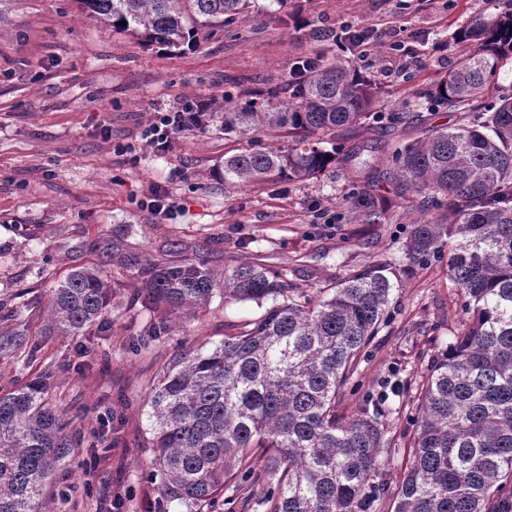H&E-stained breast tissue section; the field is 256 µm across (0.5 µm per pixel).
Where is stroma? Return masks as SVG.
Returning a JSON list of instances; mask_svg holds the SVG:
<instances>
[{
    "label": "stroma",
    "instance_id": "35a3bbf8",
    "mask_svg": "<svg viewBox=\"0 0 512 512\" xmlns=\"http://www.w3.org/2000/svg\"><path fill=\"white\" fill-rule=\"evenodd\" d=\"M502 2L291 0L283 10L276 0H257L231 29L199 30L195 46L177 53L100 23L78 0H0V301L25 293L20 317L38 330L51 288L73 266L100 262L104 241L116 234L141 261L200 258L220 272L257 262L319 296L387 260L400 290L336 408L351 413L383 382L399 384L400 395L389 399L396 412L384 423L404 447L417 386L467 315L447 256L417 263L406 252L419 198L399 193L389 147L458 121V113L428 110L422 93L465 52L459 30L496 14ZM391 21L402 28L397 51ZM372 24L374 50L357 58L348 34ZM321 55L381 87L372 110L384 120L360 130L362 150L348 164L306 182L229 188L222 162L239 138L208 124L173 135L160 151L140 139L151 113L189 102L215 107L283 86L297 62ZM396 112L411 118L391 125ZM127 143L134 152L119 153ZM155 185L180 205L170 219L138 205ZM364 196L385 205L381 223H365L355 208ZM317 208L328 224H313ZM139 285L136 273L124 274L103 346L87 351L82 337L59 336L41 352L57 367L51 398L60 411L112 419L110 458L97 464L95 449H75L48 491L51 512H102L116 496L124 512H157L166 500L147 476L150 382L181 345L219 340L262 313L251 302L216 298L197 317L177 320L159 350L135 352L130 344L151 318L135 300Z\"/></svg>",
    "mask_w": 512,
    "mask_h": 512
}]
</instances>
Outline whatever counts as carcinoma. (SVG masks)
<instances>
[{
    "instance_id": "carcinoma-1",
    "label": "carcinoma",
    "mask_w": 512,
    "mask_h": 512,
    "mask_svg": "<svg viewBox=\"0 0 512 512\" xmlns=\"http://www.w3.org/2000/svg\"><path fill=\"white\" fill-rule=\"evenodd\" d=\"M94 17L179 49L202 28H226L255 0H81ZM471 49L424 92L426 103L461 112L392 154L399 189L421 196L434 212L411 225L406 250L425 261L448 250V278L461 291L468 320L432 359L413 403L414 431L397 448L378 406L336 413L340 389L385 322L398 286L389 264L373 262L326 297L292 287L285 274L243 263L217 274L203 259L142 263L123 253L121 237L107 251L141 277V304L157 314L142 329L139 349L170 335L169 318L193 317L213 298L265 307L256 320L211 343L170 356L149 387V447L166 500L195 512H219L224 492L246 493L243 512H512V97L472 111L475 100L512 62V0L461 29ZM372 82L348 67L320 60L278 89L209 112L190 123L220 122L248 146L224 156V185L304 182L352 151L309 140L322 133L352 137L374 118ZM259 134L299 137L286 150L252 147ZM117 276L91 263L73 268L53 289L43 340L29 343L13 307L0 328V356L25 369L53 336L98 339ZM51 362L28 382L0 390V512H48L49 480L78 447L81 425L46 399ZM406 460L394 494L375 481L383 462Z\"/></svg>"
}]
</instances>
